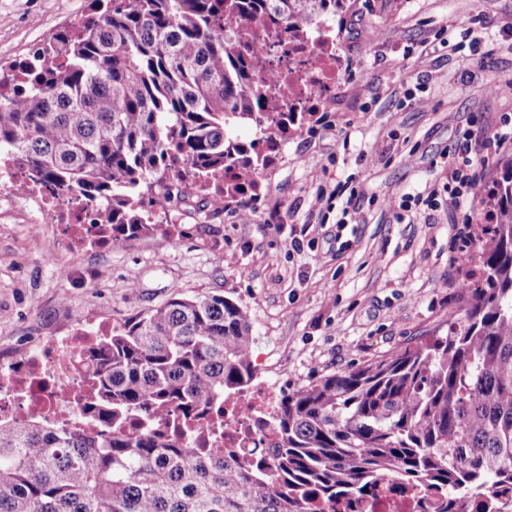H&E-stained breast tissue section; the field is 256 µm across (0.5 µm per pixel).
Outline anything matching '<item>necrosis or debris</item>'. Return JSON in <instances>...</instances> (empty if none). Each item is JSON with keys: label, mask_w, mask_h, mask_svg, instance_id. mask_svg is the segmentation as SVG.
<instances>
[{"label": "necrosis or debris", "mask_w": 512, "mask_h": 512, "mask_svg": "<svg viewBox=\"0 0 512 512\" xmlns=\"http://www.w3.org/2000/svg\"><path fill=\"white\" fill-rule=\"evenodd\" d=\"M327 30L322 23L296 35L281 34L279 39L266 42L256 58L259 77L269 82L270 77L278 75L294 83L299 92L293 103L295 113L310 112L313 106L332 98L341 66ZM276 90V85L269 82L268 94ZM0 194L41 213L43 222L33 225V232L51 224L62 248L70 254L104 244L102 204L79 192L66 193L34 184L22 162L0 161ZM111 332L107 323L91 329L80 324L67 334L48 337L20 351L12 363L0 368V421L37 418L84 433L102 430L103 421L85 411L82 403L92 384L88 350L97 338ZM276 400L274 390L261 384L252 393L226 403L223 426L212 431L207 447L219 451L231 448L244 459L264 454L275 437L267 419L273 414Z\"/></svg>", "instance_id": "1"}]
</instances>
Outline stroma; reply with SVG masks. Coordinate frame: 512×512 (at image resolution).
I'll list each match as a JSON object with an SVG mask.
<instances>
[{"instance_id":"stroma-1","label":"stroma","mask_w":512,"mask_h":512,"mask_svg":"<svg viewBox=\"0 0 512 512\" xmlns=\"http://www.w3.org/2000/svg\"><path fill=\"white\" fill-rule=\"evenodd\" d=\"M90 2L0 0V65L86 17ZM475 16L495 29L475 31L480 64L454 28ZM332 25L342 55L334 106L274 154L258 194L214 211L187 196L172 235L61 252L62 277L42 261L53 237L0 223V366L34 339L120 322L176 292L245 307L256 374L282 393L447 334L474 248L447 205L399 215L386 202L444 182L434 161L471 122L493 129L512 115V97L490 90L512 81V38L498 34L512 25V0H349ZM406 142L417 147L410 164ZM340 182L362 193L343 226L342 199L311 210L318 189ZM293 230L303 250L290 247Z\"/></svg>"}]
</instances>
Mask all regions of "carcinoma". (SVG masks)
<instances>
[{"label":"carcinoma","mask_w":512,"mask_h":512,"mask_svg":"<svg viewBox=\"0 0 512 512\" xmlns=\"http://www.w3.org/2000/svg\"><path fill=\"white\" fill-rule=\"evenodd\" d=\"M344 2L92 0L89 21L51 35L60 58L0 97V158L98 196L114 242L157 232L152 188L198 175L237 194L224 173L258 174L274 150L234 134L271 104L254 36L334 20ZM488 198L448 334L281 396L265 464L160 433L0 421V512H325L382 481L421 491V512H512V160ZM251 331L232 299L176 293L90 349L94 405L120 420L222 404L256 381Z\"/></svg>","instance_id":"carcinoma-1"}]
</instances>
